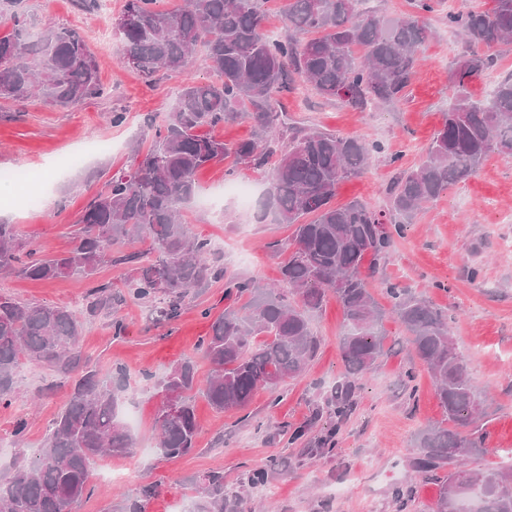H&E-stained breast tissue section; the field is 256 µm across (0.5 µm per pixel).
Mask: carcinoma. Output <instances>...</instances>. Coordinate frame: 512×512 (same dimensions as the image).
I'll use <instances>...</instances> for the list:
<instances>
[{
  "label": "carcinoma",
  "instance_id": "cac0c4a2",
  "mask_svg": "<svg viewBox=\"0 0 512 512\" xmlns=\"http://www.w3.org/2000/svg\"><path fill=\"white\" fill-rule=\"evenodd\" d=\"M366 2L287 0L286 35L273 39L264 25L265 0H185L174 12L159 9L158 0H126L116 28L127 64L152 83L162 74L182 72L201 47L213 78L187 82L170 111L148 119L151 147L136 164L114 173L89 204L72 249L44 256L34 242L18 237L14 225L0 224V273L39 281L90 278L112 260L115 242L148 235L154 256L128 257L124 287L135 299L160 301L172 318L193 290L222 276L207 262L210 243L192 236L181 220L195 196L197 173L228 157L233 158L231 175L242 169L268 173L259 219L271 215L275 223L293 227L290 239L269 244L288 288L229 279L227 288L249 296L250 303L225 310L200 342L213 372L200 380L192 360L184 359L154 385L161 397L179 393L177 415H168L162 405L157 413L159 448L171 459L195 448V396L219 411H240L257 391L276 394L287 380L302 375L318 349L309 315L330 295L346 326L339 340L345 374L326 405L343 421L355 405L357 382L385 355L386 311L368 288L365 258L374 259L371 272H376L394 235L402 234L424 205L475 174L488 155L512 160V76L481 105L466 90L493 66L491 50L512 39V0H492L489 9L448 15V26L465 36L469 52L458 61L450 88L453 104L425 160L399 171L387 188L389 209L375 212L359 201L332 205L338 185L368 167L380 147L364 137L288 121L282 97L302 84L360 111L372 103H399L431 36L425 18L437 4L410 0L411 12L387 22ZM11 21V30L0 36V98L36 90L54 105L70 107L107 95L80 29L51 28L36 36L24 14L13 12ZM241 119L252 125L248 140L228 144L203 133ZM385 290L411 350L429 369L446 416L414 438L418 453L412 470L438 487L431 512H462L464 499L473 493L479 512H512V466L468 465L489 451L484 393L468 377L449 334L448 315L405 288L387 283ZM110 308V287L92 288L87 312ZM81 332L79 318L65 305L0 294V401H9L22 358L72 381L46 447L0 481V512H72L90 492L94 462L134 448L118 416L112 376L87 367ZM201 494V512H225L224 473H208Z\"/></svg>",
  "mask_w": 512,
  "mask_h": 512
}]
</instances>
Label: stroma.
<instances>
[{"instance_id":"35a3bbf8","label":"stroma","mask_w":512,"mask_h":512,"mask_svg":"<svg viewBox=\"0 0 512 512\" xmlns=\"http://www.w3.org/2000/svg\"><path fill=\"white\" fill-rule=\"evenodd\" d=\"M125 0H111L109 11L87 14L75 0H22L21 9L35 32L71 25L83 31L100 64V79L108 94L63 109L41 97L0 99V171L27 169L28 184L18 185L10 197H0V223L14 225L20 239L36 240L44 253L60 254L73 246L77 221L92 198L105 188L112 173L128 167L137 152L147 150L151 134L148 117L167 112L183 84L209 78L203 51L190 57L186 70L147 82L124 59L120 40L102 48V32L114 31ZM489 0H440L427 17L432 38L422 47L420 70L397 105L372 106L358 112L327 101L306 87L284 98L291 119L299 124L328 129L345 136L366 137L380 145L371 164L343 182L334 199L341 206L359 200L375 210L386 207L385 189L397 167L419 164L434 133L440 128L451 99L448 88L457 61L466 46L449 27V14L477 7ZM124 119L113 123V113ZM91 141L108 142V150L87 152ZM400 155L391 164V155ZM228 162L202 169L196 179L197 200L183 210L193 236L212 243L210 259L227 276L250 278L261 284H280L279 261L269 245L292 234L288 225L273 219L258 220L260 201L267 188L264 174L241 171L240 181L256 192L249 208L220 197ZM39 195L40 208L21 204V196ZM512 238V162L488 156L467 181L450 186L424 206L405 225L389 256L381 263L369 288L378 305L392 306L384 283L426 296L448 314L450 334L467 364L472 383L487 394L485 422L493 452L487 463H512V251L502 249ZM148 237L113 245V262L104 264L94 278H58L34 281L16 274H0V292L23 302L66 304L82 325L80 344L89 364L113 372L121 389L120 416L137 440L132 453L100 458L92 468V490L73 512H124L128 498L151 486L147 512H195L201 496L198 484L211 471L224 474V493L237 512H398L391 499L396 485L410 488L405 512H428L437 488L415 478L409 461L415 434L442 421L443 412L433 394L426 366L404 340L402 326L388 316L384 329L389 351L376 368L362 378L355 407L337 421L324 403L343 373L338 341L344 331L340 307L328 298L311 317L319 349L305 372L287 381L281 398L257 391L248 409L219 412L197 400L199 434L187 456L169 459L158 449L156 425L159 396L154 382L185 357H192L199 377L213 366L198 349L215 316L226 307L241 308L246 297L225 295L223 280L196 290L179 314L158 318L152 301L127 297L123 278L128 271L120 256L145 254ZM478 276H470V268ZM108 284L121 303L116 315H88L85 298L91 288ZM121 319L122 330L112 322ZM413 372L414 387L401 378ZM69 385L47 367L24 360L15 375L9 403L0 404V434L10 435L9 447H0V479L42 448L61 410ZM28 427L22 439L12 437L18 417ZM304 428L291 441L295 428ZM337 428L333 451H325L317 437ZM283 469L262 487L247 485L248 472L269 461Z\"/></svg>"}]
</instances>
